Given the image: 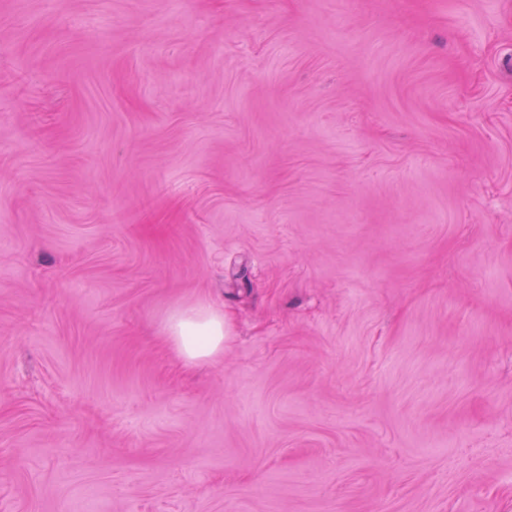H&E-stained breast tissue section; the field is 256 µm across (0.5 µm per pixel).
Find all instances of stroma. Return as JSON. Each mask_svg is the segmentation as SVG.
<instances>
[{
  "mask_svg": "<svg viewBox=\"0 0 512 512\" xmlns=\"http://www.w3.org/2000/svg\"><path fill=\"white\" fill-rule=\"evenodd\" d=\"M0 512H512V0H0ZM169 338L187 362L218 356L224 348V314L201 307L177 314L168 325Z\"/></svg>",
  "mask_w": 512,
  "mask_h": 512,
  "instance_id": "35a3bbf8",
  "label": "stroma"
}]
</instances>
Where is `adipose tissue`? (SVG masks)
Returning <instances> with one entry per match:
<instances>
[{
    "label": "adipose tissue",
    "mask_w": 512,
    "mask_h": 512,
    "mask_svg": "<svg viewBox=\"0 0 512 512\" xmlns=\"http://www.w3.org/2000/svg\"><path fill=\"white\" fill-rule=\"evenodd\" d=\"M169 338L189 362L218 356L224 348V316L203 307L193 314H178L168 325Z\"/></svg>",
    "instance_id": "ef3b65f1"
}]
</instances>
